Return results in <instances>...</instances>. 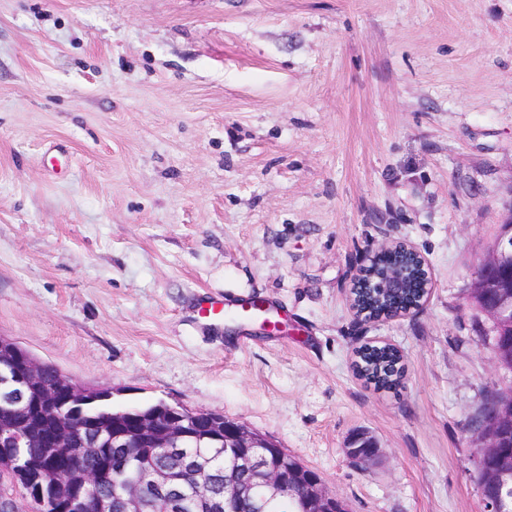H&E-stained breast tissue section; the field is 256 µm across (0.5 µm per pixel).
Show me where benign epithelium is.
Wrapping results in <instances>:
<instances>
[{
  "label": "benign epithelium",
  "instance_id": "obj_1",
  "mask_svg": "<svg viewBox=\"0 0 512 512\" xmlns=\"http://www.w3.org/2000/svg\"><path fill=\"white\" fill-rule=\"evenodd\" d=\"M507 264L512 268V233H503L486 252L476 273L471 299L484 300L488 290H498L496 303L489 308L498 327L512 328V279L500 282L488 277L493 267ZM11 393L7 402L9 417L0 421V474L12 475L21 470L18 448H27L38 440L27 418L28 401L36 400L45 425L53 429L49 440L42 443V457L51 459L61 450L68 462L66 484L56 487L61 497V512H112V504L121 501L126 512H137L142 491L153 488L157 497L151 512H172L180 499L186 483L193 484L199 497L211 495L208 465L196 459L183 461L173 475L157 470L151 453L142 454L141 475L134 486L112 489V494H92L90 489L102 484L103 472L89 461L100 452L101 437L106 430L82 427L86 436L75 439L69 431L59 426L63 410L71 403L86 401L87 392L66 381L47 383L40 376L38 367L29 363L24 372L11 367L0 369V388ZM196 419V413L185 410L181 420L165 423L156 415L139 417L131 431L123 435L129 445L137 448H156L173 453L186 436L187 427ZM211 439L224 442L225 464L235 473L258 477L259 499L263 509L286 512L294 507L298 512H347L343 500L329 490L321 475L288 454L271 438L247 425L214 413L207 417ZM476 435V480L478 488L490 484L497 493L482 496L484 512H512V448L503 447V436L512 431V388L489 396L471 422ZM380 448L364 434L355 436L349 448L350 456L365 466L373 464ZM240 494L237 481L224 477V512H234Z\"/></svg>",
  "mask_w": 512,
  "mask_h": 512
}]
</instances>
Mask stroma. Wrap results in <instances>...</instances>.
I'll list each match as a JSON object with an SVG mask.
<instances>
[{"label": "stroma", "mask_w": 512, "mask_h": 512, "mask_svg": "<svg viewBox=\"0 0 512 512\" xmlns=\"http://www.w3.org/2000/svg\"><path fill=\"white\" fill-rule=\"evenodd\" d=\"M511 213L512 0H0V337L114 407L245 423L348 512H484L467 424L512 373L468 290ZM389 240L432 289L365 321ZM224 293L287 330L199 314ZM377 341L391 391L356 371ZM356 366L365 380L378 390L396 389L404 375L401 355L393 347L379 346L358 355ZM350 445V456L355 459L357 463L360 462L364 466L373 464L379 456L380 448L377 447L371 437L364 434H358L355 436Z\"/></svg>", "instance_id": "obj_1"}]
</instances>
